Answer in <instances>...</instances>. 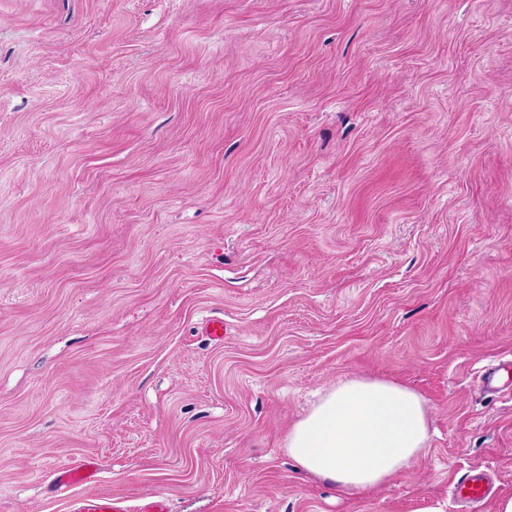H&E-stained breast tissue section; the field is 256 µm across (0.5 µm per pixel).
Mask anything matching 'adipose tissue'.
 <instances>
[{
  "instance_id": "adipose-tissue-1",
  "label": "adipose tissue",
  "mask_w": 512,
  "mask_h": 512,
  "mask_svg": "<svg viewBox=\"0 0 512 512\" xmlns=\"http://www.w3.org/2000/svg\"><path fill=\"white\" fill-rule=\"evenodd\" d=\"M429 441L428 413L417 392L352 377L337 381L292 425L286 450L305 473L354 494L409 467Z\"/></svg>"
}]
</instances>
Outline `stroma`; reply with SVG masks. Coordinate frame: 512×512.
Listing matches in <instances>:
<instances>
[{
    "label": "stroma",
    "instance_id": "1",
    "mask_svg": "<svg viewBox=\"0 0 512 512\" xmlns=\"http://www.w3.org/2000/svg\"><path fill=\"white\" fill-rule=\"evenodd\" d=\"M345 377L432 433L354 496L285 449ZM89 457L172 512L512 497V0H0V512ZM455 493L464 502H480L492 493V483L485 473L469 470L456 482Z\"/></svg>",
    "mask_w": 512,
    "mask_h": 512
}]
</instances>
